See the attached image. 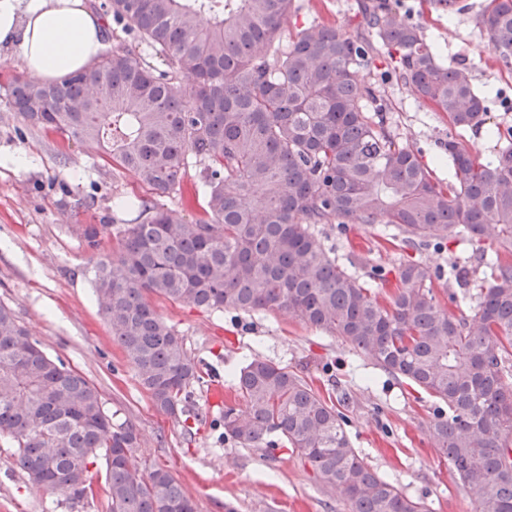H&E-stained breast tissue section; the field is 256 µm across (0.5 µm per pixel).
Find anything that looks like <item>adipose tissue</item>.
Returning a JSON list of instances; mask_svg holds the SVG:
<instances>
[{
    "label": "adipose tissue",
    "mask_w": 512,
    "mask_h": 512,
    "mask_svg": "<svg viewBox=\"0 0 512 512\" xmlns=\"http://www.w3.org/2000/svg\"><path fill=\"white\" fill-rule=\"evenodd\" d=\"M2 41L44 82L88 70L102 49L100 24L81 0H0Z\"/></svg>",
    "instance_id": "obj_1"
}]
</instances>
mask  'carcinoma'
<instances>
[{
    "label": "carcinoma",
    "mask_w": 512,
    "mask_h": 512,
    "mask_svg": "<svg viewBox=\"0 0 512 512\" xmlns=\"http://www.w3.org/2000/svg\"><path fill=\"white\" fill-rule=\"evenodd\" d=\"M293 0H103L94 9L153 54L156 69L121 45L87 72L56 83L12 80L8 105L29 125L92 145L158 197L184 190L206 218L141 201L128 224H87L100 311L155 410L197 419L202 379L181 334L151 298L207 310L283 314L341 339L358 356L434 398L429 432L475 512H512V130L490 128L496 155L484 160L444 143L452 174L434 175L408 140L370 115L361 69L381 48L415 98L458 128L486 123L487 97L468 67L446 66L437 46L393 0L361 6L363 31L320 23L282 43ZM488 46L512 66V0H488ZM186 75L193 84L182 85ZM393 224L411 248L469 245L482 275L453 270L460 292L450 313L434 292L440 272L409 253L389 270L390 302L339 263L320 224ZM0 302V440L34 485L71 500L96 496L91 459L106 462L108 512H196L162 467L131 466L140 433L112 421L96 386L49 357ZM239 405L224 406V437L247 446L286 441L350 512H429L380 476L352 448L345 415L285 366L253 359L233 376Z\"/></svg>",
    "instance_id": "obj_1"
}]
</instances>
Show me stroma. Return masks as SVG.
Returning a JSON list of instances; mask_svg holds the SVG:
<instances>
[{
  "label": "stroma",
  "instance_id": "stroma-1",
  "mask_svg": "<svg viewBox=\"0 0 512 512\" xmlns=\"http://www.w3.org/2000/svg\"><path fill=\"white\" fill-rule=\"evenodd\" d=\"M455 18L430 8L427 0H400L408 21L435 43L444 64L470 67L473 84L488 96L491 122L512 127V67L496 62L479 22L485 0H464ZM361 0H293L283 33L291 40L301 27L325 23L352 35L361 26ZM361 81L383 97L387 127L408 139L438 177L448 175L444 144L455 138L481 156L493 142L485 129L460 131L410 95L387 53ZM152 193L124 169L104 162L98 151L51 130L32 128L8 108L0 93V302L10 306L42 349L80 371L100 391L103 407L138 428L141 445L131 463L139 470L168 469L193 497L197 512H349L336 492L320 484L310 464L286 442L275 450L247 447L225 438L209 406L207 390L255 358L271 360L329 391L345 414L356 448L380 475L430 512H475L448 459L436 452L427 424L438 403L354 357L338 338L283 315L215 312L154 299L161 317L184 338L203 371L193 389L199 419L191 428L159 414L99 312L86 268L92 255L74 230L78 224L122 222L131 213L118 200H151ZM397 230L389 224H324L318 237L343 264L366 274L399 257ZM417 255L447 286L451 267L475 264L470 248L453 243L428 246ZM0 440V512H105L103 499L74 502L61 492L31 484Z\"/></svg>",
  "mask_w": 512,
  "mask_h": 512
}]
</instances>
